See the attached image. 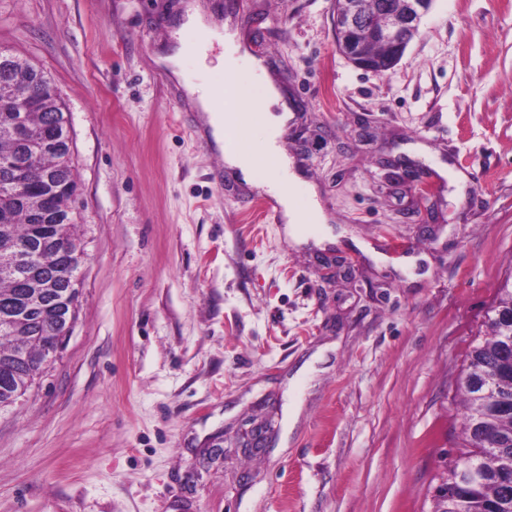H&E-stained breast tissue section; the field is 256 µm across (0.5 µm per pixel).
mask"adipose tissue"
Masks as SVG:
<instances>
[{"instance_id":"obj_1","label":"adipose tissue","mask_w":512,"mask_h":512,"mask_svg":"<svg viewBox=\"0 0 512 512\" xmlns=\"http://www.w3.org/2000/svg\"><path fill=\"white\" fill-rule=\"evenodd\" d=\"M187 52L184 43L174 44L158 58L159 64L165 66L172 79L183 86L189 96L191 105L201 114L204 129L210 134L216 148L224 155L227 166L236 172L243 182L259 184L265 192L277 197L281 207L286 232L295 242H302L305 225L325 222L326 217L317 201L315 188H308V204L298 207L287 193L288 186L299 182L292 161L282 153L277 145V138L287 126L290 115L288 105L280 90L271 83L262 62L254 57H241L240 48L234 42L233 33L224 36V57L219 64L225 73L236 74L240 62H247L258 79L257 86L245 88L237 85L236 96L232 99V110L217 114L212 108L208 88L193 84L182 68L181 62ZM255 103L256 111L252 125L265 135L262 151H255L247 143L240 119L237 116L245 100ZM269 157L274 165L276 177L269 180H257L256 173L260 167L261 157Z\"/></svg>"}]
</instances>
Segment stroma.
<instances>
[{"instance_id": "obj_1", "label": "stroma", "mask_w": 512, "mask_h": 512, "mask_svg": "<svg viewBox=\"0 0 512 512\" xmlns=\"http://www.w3.org/2000/svg\"><path fill=\"white\" fill-rule=\"evenodd\" d=\"M187 2L0 0V46L70 114L88 254L0 410V512H430L512 278V0H434L384 76L338 54L332 0H200L287 88L279 145L345 232L324 248L248 218L256 189L179 127L155 57L197 42ZM265 421L286 447L244 451Z\"/></svg>"}]
</instances>
